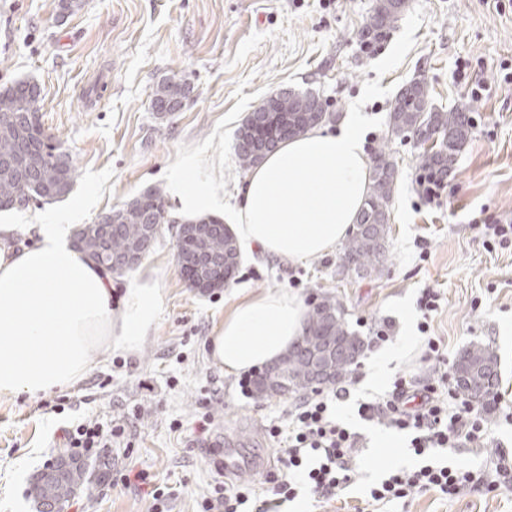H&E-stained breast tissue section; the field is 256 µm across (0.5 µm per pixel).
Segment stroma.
Returning a JSON list of instances; mask_svg holds the SVG:
<instances>
[{
    "mask_svg": "<svg viewBox=\"0 0 512 512\" xmlns=\"http://www.w3.org/2000/svg\"><path fill=\"white\" fill-rule=\"evenodd\" d=\"M373 0H82L64 14L58 0H0V88L38 86L41 123L76 168L68 195L0 211V224H50L73 210L91 224L148 190L166 192L167 177L186 158L199 179L221 186L226 202L245 177L233 144L245 116L276 90H313L333 120L352 105L366 117L365 150L389 142L397 180L388 250L380 273L337 274L339 250L296 263L243 253L234 281L211 293L188 287L176 261L178 221L166 218L138 266L164 295L154 329L135 353L98 356L72 388L31 400L0 397V512H36L28 490L45 462L65 448L80 423L121 428L98 460L109 478L92 496H76L65 512H201L218 484L270 488L278 473L293 395L263 400L244 394L239 379L215 365L209 342L244 295L287 290L304 306L337 296L351 331L366 348L343 381L345 424L360 436L352 484L338 500L310 497L281 512H512V489L479 485L449 498L420 491L386 504L370 503L369 487L397 467L396 451L376 448L378 420L361 403L384 397L395 379L437 381L443 362L463 347L489 345L500 362L499 386L484 411L488 436L473 448L408 455L473 470L498 451L512 452V245L484 233V221L512 216V0H410L387 41L363 53L358 31ZM466 63V84L454 82ZM190 95L169 115L150 99L166 80ZM425 80L434 105L465 106L474 129L444 190L425 201L417 179L419 149L388 137V112L400 88ZM483 85L474 98L468 85ZM439 306L423 315L424 292ZM428 322L427 333L418 325ZM385 339H377V331ZM440 343L443 362L425 360L424 335ZM405 346L388 376L370 385L381 350ZM209 432H201L202 422ZM170 487L163 502L152 491Z\"/></svg>",
    "mask_w": 512,
    "mask_h": 512,
    "instance_id": "35a3bbf8",
    "label": "stroma"
}]
</instances>
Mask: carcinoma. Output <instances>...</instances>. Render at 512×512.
<instances>
[{
  "mask_svg": "<svg viewBox=\"0 0 512 512\" xmlns=\"http://www.w3.org/2000/svg\"><path fill=\"white\" fill-rule=\"evenodd\" d=\"M409 7V0H375L364 25L359 31L358 40L363 49L372 53L389 37L396 22ZM36 85L17 82L0 90V119L21 112H37L30 92ZM189 94V87L177 81H165L157 86L152 108L162 111V106L177 107ZM270 98L284 99V113H271L268 124L288 127L293 137L319 125L322 115L328 113L329 105L319 94L311 91L290 90L283 94L276 91ZM390 136L401 140L410 139L422 147L417 156V170L424 178L437 186H444L448 174L453 170L458 155L470 139L474 128V118L465 107L444 110L432 103L427 83L412 80L403 85L397 93L388 117ZM437 143L428 149L423 148L432 136ZM272 140L255 120L248 121L245 129L238 130L234 152L240 168L248 170L265 157L263 147ZM16 139L5 133L0 123V210L14 207L28 197L48 201L66 196L72 189L76 170L70 158L60 146L47 138L45 143V163L37 178L26 187H21L13 171L3 166L6 156L17 154ZM396 165L387 151V146H378L372 157L369 173L368 192L357 215L353 230L342 244V255L338 273L349 270L370 274L379 270L387 251V234L390 208L396 185ZM123 222L120 229L106 241L105 249L114 253L123 252L137 246L144 225V215L133 203L120 208ZM237 240L223 224L211 232L208 249L217 256L234 252ZM332 337L343 340L351 351V357L336 359V379L332 384L344 379L356 364L364 350V340L350 331L343 318L339 301L324 297L308 312L303 333L296 340V352L288 356L281 368L279 381L269 383L266 379L254 378L251 392L265 399L273 396H286L304 392L311 387L312 372L308 361V345L321 339ZM498 369V359L490 348L482 344H472L463 348L454 362V374L479 372L483 369ZM58 476L47 481L40 475L32 485L30 493L43 505L51 501L63 512L70 501L80 492L92 493L94 486L103 483L107 472L100 467L74 458L65 452L58 454L53 463Z\"/></svg>",
  "mask_w": 512,
  "mask_h": 512,
  "instance_id": "carcinoma-1",
  "label": "carcinoma"
}]
</instances>
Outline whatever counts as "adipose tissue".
Instances as JSON below:
<instances>
[{
  "mask_svg": "<svg viewBox=\"0 0 512 512\" xmlns=\"http://www.w3.org/2000/svg\"><path fill=\"white\" fill-rule=\"evenodd\" d=\"M359 110L336 128L308 129L246 176L234 204L195 178L185 161L168 179L173 218H228L242 246L291 262L330 251L349 236L368 191L370 160ZM73 224H0V396L31 399L72 387L99 352H136L164 305L156 285L134 277L120 308L112 277L72 240ZM302 302L287 292L244 296L210 343L227 374L268 364L301 336Z\"/></svg>",
  "mask_w": 512,
  "mask_h": 512,
  "instance_id": "1",
  "label": "adipose tissue"
}]
</instances>
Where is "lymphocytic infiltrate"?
Returning a JSON list of instances; mask_svg holds the SVG:
<instances>
[{
  "label": "lymphocytic infiltrate",
  "mask_w": 512,
  "mask_h": 512,
  "mask_svg": "<svg viewBox=\"0 0 512 512\" xmlns=\"http://www.w3.org/2000/svg\"><path fill=\"white\" fill-rule=\"evenodd\" d=\"M346 395V388L340 386L331 397L304 398L293 406L288 435L277 456L282 475L273 498L262 500L254 512H277L305 490L329 501L351 482L357 436L336 419L329 404L330 399L340 400ZM359 413L409 432L411 446L419 456L433 448H462L485 434L483 412L472 403L462 400L447 404L435 386L418 388L403 377L395 381L386 399L362 403ZM474 478L469 469L431 462L409 471H387L370 488L369 495L376 503L404 499L420 489L453 497L473 484Z\"/></svg>",
  "instance_id": "1"
}]
</instances>
